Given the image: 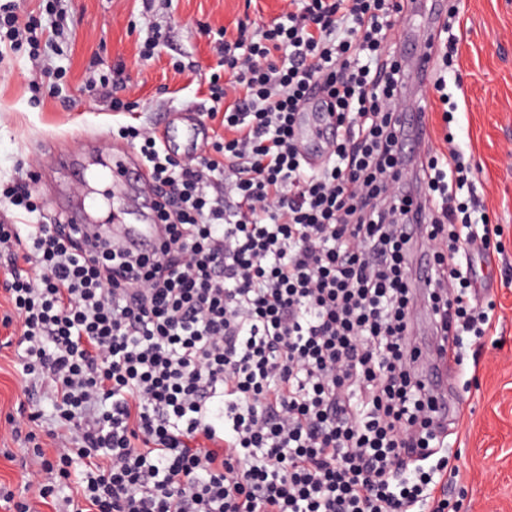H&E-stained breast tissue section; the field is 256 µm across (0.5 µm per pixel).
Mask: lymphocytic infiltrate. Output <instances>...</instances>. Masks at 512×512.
<instances>
[{"instance_id": "lymphocytic-infiltrate-1", "label": "lymphocytic infiltrate", "mask_w": 512, "mask_h": 512, "mask_svg": "<svg viewBox=\"0 0 512 512\" xmlns=\"http://www.w3.org/2000/svg\"><path fill=\"white\" fill-rule=\"evenodd\" d=\"M261 37L217 32L206 118L220 132L183 164L153 128L119 135L164 204L160 248L84 244L75 224H0L1 318L56 419L34 473L78 477L70 512H460L411 332L426 305L440 356L493 324L462 274L487 254L459 150H398L404 87L391 30L407 0H302ZM41 23L0 0V44L43 52ZM320 90L342 129L326 167L294 138ZM427 248L435 274L410 273ZM411 274L419 287H424L431 276L430 254L425 249L417 250L411 261Z\"/></svg>"}]
</instances>
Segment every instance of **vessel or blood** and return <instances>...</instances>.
I'll list each match as a JSON object with an SVG mask.
<instances>
[{
	"label": "vessel or blood",
	"instance_id": "b4317fda",
	"mask_svg": "<svg viewBox=\"0 0 512 512\" xmlns=\"http://www.w3.org/2000/svg\"><path fill=\"white\" fill-rule=\"evenodd\" d=\"M430 28L406 52V99L402 108V146L406 154H418L430 138L429 129L422 118L420 100L430 81L432 56L427 46L434 40V23L442 18L448 8L447 0H429ZM339 133L334 116L321 104L320 97L308 99L300 108L298 137L300 149L311 167H321ZM157 134L163 148L177 161L195 160L202 144L212 135L211 127L201 112L191 108L174 116L163 114ZM108 176L112 183L122 186L133 204L117 212L116 225L89 222L86 210H69L67 221L83 225L88 235L101 239L111 238L124 246L143 251H153L162 240V228L154 224L153 212L159 201L154 182L136 151L127 144L111 146ZM411 274L418 286H425L431 276L430 254L417 250L411 261ZM448 363L436 353H428L422 379L435 393H445L448 387Z\"/></svg>",
	"mask_w": 512,
	"mask_h": 512
}]
</instances>
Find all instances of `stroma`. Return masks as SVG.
Returning <instances> with one entry per match:
<instances>
[{
    "label": "stroma",
    "mask_w": 512,
    "mask_h": 512,
    "mask_svg": "<svg viewBox=\"0 0 512 512\" xmlns=\"http://www.w3.org/2000/svg\"><path fill=\"white\" fill-rule=\"evenodd\" d=\"M285 6V0H65L72 32L46 54L43 67L31 65L23 50L0 61V182L44 170L45 145L59 139L88 168L73 186L63 178L35 183L43 217L53 220L82 199L93 204L97 221L111 223L114 192L96 161L118 142L119 127H152L165 113L205 104L216 64L207 30L222 27L232 37L244 22L253 34ZM451 6L458 53L435 74L456 91L457 109L448 122L434 112L430 148L442 150L453 139L475 174L486 215L500 228L499 252L476 262L491 279L480 300L494 304L500 320L490 335L465 339L464 361L448 386L465 420L447 441L460 455L462 512H512V0H452ZM155 36L154 56L142 59V43ZM44 67L65 70L62 97L32 89ZM116 70L126 84L122 96L138 102L136 111L112 113L85 91L90 80ZM21 353L16 337L0 326V486L31 500L48 477L27 467L26 435L36 433L47 454H55L47 436L55 410L45 382L24 385ZM35 410L39 421L20 420L21 412Z\"/></svg>",
    "instance_id": "35a3bbf8"
}]
</instances>
